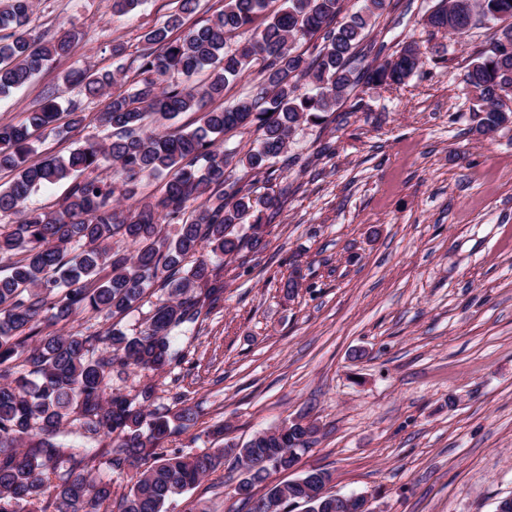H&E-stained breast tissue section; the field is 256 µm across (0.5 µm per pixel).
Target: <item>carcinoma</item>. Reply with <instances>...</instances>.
I'll return each mask as SVG.
<instances>
[{
    "label": "carcinoma",
    "mask_w": 512,
    "mask_h": 512,
    "mask_svg": "<svg viewBox=\"0 0 512 512\" xmlns=\"http://www.w3.org/2000/svg\"><path fill=\"white\" fill-rule=\"evenodd\" d=\"M165 23L143 36L136 79L127 91L108 92L127 77L122 50L112 48L111 72L71 70L66 86L107 99L100 121L110 133L67 155L35 161L34 138L78 130L81 102L68 101L57 125L61 95L46 94L23 121L0 123V512H168L176 498L234 459L246 477L234 487L246 512H291L304 490L267 483L314 442L315 424L285 421L246 444L227 441L210 452L166 453L175 430L194 426L191 407L173 411L156 385L105 397L112 377L131 369L162 373L186 361L178 336L195 329L224 295L213 261L258 264L265 214L276 212L284 190L258 194L237 170L267 175L287 152L295 128L321 125L360 82L401 85L423 64L416 44L371 67L380 53L366 41L387 0H363L343 15L344 0H224L203 25H186L200 0H177ZM33 0L0 6V96L28 85L43 69L70 55L74 35L47 39L30 27ZM497 26L487 50L475 53L463 82L477 112L476 131L490 135L512 124V0H440L425 20L434 31L462 35L473 21ZM311 51L298 50V42ZM208 71L202 84L189 82ZM255 72L251 92L215 107L226 88ZM174 74L188 82L170 81ZM196 115L191 130L166 122ZM260 132L244 153L224 150V136ZM109 169L112 179L99 177ZM169 174L160 195L136 198L143 180ZM69 183L60 208H29L41 187ZM177 221L171 232L164 222ZM167 290L140 329L114 324L104 336L66 329L84 312L122 315L153 283ZM80 422L93 453L66 451L62 429ZM105 468L132 473L114 497L112 482L91 477ZM265 492L258 494V485Z\"/></svg>",
    "instance_id": "obj_1"
}]
</instances>
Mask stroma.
<instances>
[{
	"mask_svg": "<svg viewBox=\"0 0 512 512\" xmlns=\"http://www.w3.org/2000/svg\"><path fill=\"white\" fill-rule=\"evenodd\" d=\"M439 0H389L369 38L384 56L439 44L398 87L362 84L361 107L293 133L278 158L287 199L251 270L218 263L224 298L193 336L187 362L156 377L165 404L198 406L168 450L240 444L295 416L320 432L296 469L327 470L340 494L376 496L386 512H495L512 495V124L481 137L463 93L493 25L431 34ZM173 0L126 14L112 0H34L45 38L82 31L73 54L0 98V123L21 121L71 69L133 62ZM69 138L40 136L38 157L104 137L100 98ZM299 286L286 294L283 284ZM233 460L177 499L229 512Z\"/></svg>",
	"mask_w": 512,
	"mask_h": 512,
	"instance_id": "obj_1",
	"label": "stroma"
}]
</instances>
